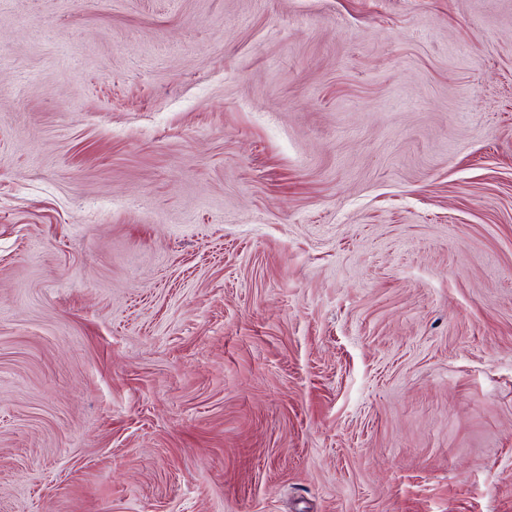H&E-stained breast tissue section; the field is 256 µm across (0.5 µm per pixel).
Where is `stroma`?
I'll return each mask as SVG.
<instances>
[{"label": "stroma", "instance_id": "obj_1", "mask_svg": "<svg viewBox=\"0 0 512 512\" xmlns=\"http://www.w3.org/2000/svg\"><path fill=\"white\" fill-rule=\"evenodd\" d=\"M0 512H512V0H0Z\"/></svg>", "mask_w": 512, "mask_h": 512}]
</instances>
